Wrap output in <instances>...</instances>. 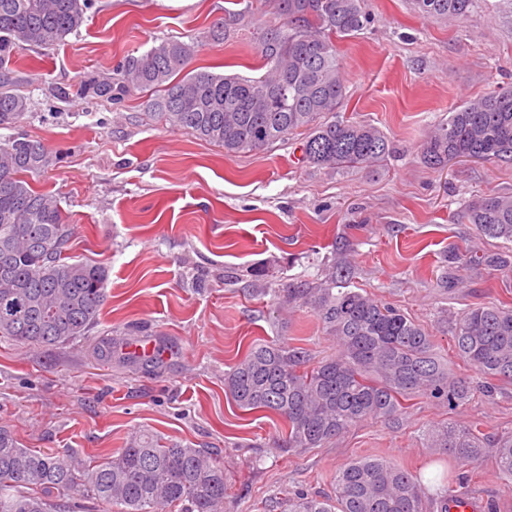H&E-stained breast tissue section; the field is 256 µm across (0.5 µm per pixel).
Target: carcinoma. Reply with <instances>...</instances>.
Listing matches in <instances>:
<instances>
[{"label":"carcinoma","mask_w":512,"mask_h":512,"mask_svg":"<svg viewBox=\"0 0 512 512\" xmlns=\"http://www.w3.org/2000/svg\"><path fill=\"white\" fill-rule=\"evenodd\" d=\"M285 17L260 29L255 48L266 72L258 77L214 74L192 67L194 42L164 38L123 69L88 85L98 97L159 88L153 103L167 121L226 154L257 151L301 133L302 160L318 169L370 168L391 153V141L365 121L337 118L346 92L336 39L353 37L368 22L363 0H274ZM426 18L458 20L475 0H413ZM89 0H0V69L18 51L53 49L78 32ZM253 3L217 21L213 40H227L245 24ZM29 99L0 76V128L21 122ZM474 158L512 162V91L490 92L448 112L421 144L423 163L442 170L448 161ZM52 163L41 141L18 135L0 143V336L54 346L87 335L107 299L100 263L67 261L72 227L50 195L23 178ZM464 224L490 238L512 241V196L485 195L459 211ZM354 275L348 248L336 250L323 277L281 288L290 305L311 308L336 355L311 365L294 346L255 344L224 374L237 406L281 418L288 431L279 447L319 448L368 418L393 419L417 394L457 404L469 384L451 373L420 324L397 308L349 288ZM455 356L489 380L512 381V307H470L456 320ZM435 444L469 466L484 448L474 433L446 428ZM503 480L512 482V440L494 453ZM227 486L216 454L204 448L161 444L139 434L106 461L91 466L74 455L22 448L0 427V512H58L87 502L118 512H224ZM452 486L436 493L404 468L375 457L337 471L325 497L299 494L288 512H448Z\"/></svg>","instance_id":"1"}]
</instances>
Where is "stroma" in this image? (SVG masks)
Listing matches in <instances>:
<instances>
[{"mask_svg":"<svg viewBox=\"0 0 512 512\" xmlns=\"http://www.w3.org/2000/svg\"><path fill=\"white\" fill-rule=\"evenodd\" d=\"M227 0H92L79 32L8 64L31 110L0 140L27 134L53 157L28 175L55 195L73 228L68 254L104 263L108 298L83 337L57 346L0 336V426L24 448L101 462L147 431L168 443L208 448L224 464V512H285L289 498L332 491L339 467L385 457L442 485L454 461L429 432L472 427L487 450L454 481L455 494L512 512V488L493 463L512 438V382L484 378L454 360V324L469 307L512 306V270H471L449 251L478 258L512 243L477 233L457 213L479 195H512V164L458 158L443 171L420 159L424 135L451 108L494 88L512 89V0H476L458 21L426 19L411 0H365L369 22L339 43L347 100L341 115L382 129L393 152L381 166L322 170L301 161L300 137L228 155L165 122L149 91L118 100L87 94L86 80L114 74L127 56L163 37L197 41L195 67L257 76L255 27L282 24L257 0L250 28L209 37ZM348 239L353 287L391 304L452 357L469 397L450 407L419 395L398 417L367 419L320 448L278 447L276 416L240 409L224 374L251 343H285L319 360L336 354L315 313L288 307L279 290L311 279ZM265 270L254 280L255 267ZM155 342L156 358H131L130 343ZM111 341L112 357L97 356Z\"/></svg>","mask_w":512,"mask_h":512,"instance_id":"1","label":"stroma"}]
</instances>
